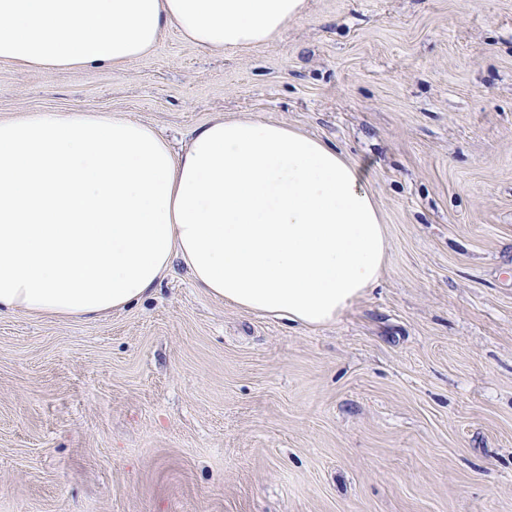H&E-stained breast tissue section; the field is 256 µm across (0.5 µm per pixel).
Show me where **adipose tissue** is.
Masks as SVG:
<instances>
[{
    "mask_svg": "<svg viewBox=\"0 0 512 512\" xmlns=\"http://www.w3.org/2000/svg\"><path fill=\"white\" fill-rule=\"evenodd\" d=\"M306 0H0V63L116 66L164 30L195 46L271 42ZM389 239L336 148L216 117L174 152L115 114L0 120V314L93 318L149 295L181 260L224 304L308 327L376 288Z\"/></svg>",
    "mask_w": 512,
    "mask_h": 512,
    "instance_id": "1",
    "label": "adipose tissue"
}]
</instances>
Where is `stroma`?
<instances>
[{
	"label": "stroma",
	"instance_id": "35a3bbf8",
	"mask_svg": "<svg viewBox=\"0 0 512 512\" xmlns=\"http://www.w3.org/2000/svg\"><path fill=\"white\" fill-rule=\"evenodd\" d=\"M224 116L356 164L379 285L305 329L196 288L0 317V512H512V0H307L272 42L167 29L115 67L0 65V118Z\"/></svg>",
	"mask_w": 512,
	"mask_h": 512
}]
</instances>
